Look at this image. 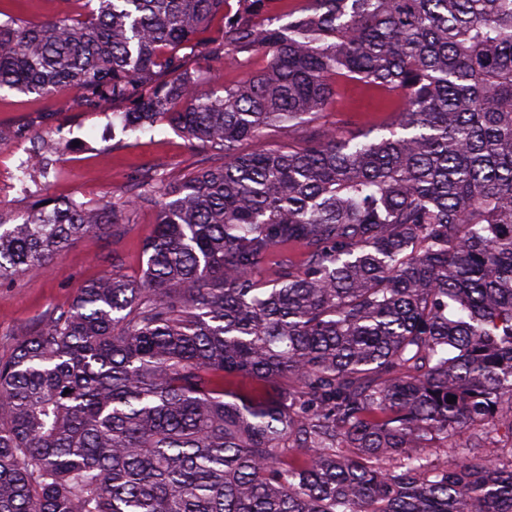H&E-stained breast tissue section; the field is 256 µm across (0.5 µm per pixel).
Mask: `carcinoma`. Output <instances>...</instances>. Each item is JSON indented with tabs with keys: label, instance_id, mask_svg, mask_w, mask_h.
I'll return each instance as SVG.
<instances>
[{
	"label": "carcinoma",
	"instance_id": "1",
	"mask_svg": "<svg viewBox=\"0 0 512 512\" xmlns=\"http://www.w3.org/2000/svg\"><path fill=\"white\" fill-rule=\"evenodd\" d=\"M22 2L0 92H74L220 163L0 209V285L157 213L139 277L112 257L0 362V512H512V451H482L512 438V0H306L286 24L278 0ZM351 85L399 131L315 124ZM59 161L39 142L21 177ZM277 246L299 260L264 267ZM25 15L29 19L44 20L51 18L62 11H70L76 14L82 10L78 2H66L65 0H27ZM269 57L270 55L266 57L263 54H260L259 56H257V58H255L251 68L246 70H239L224 66V69L221 70L220 73L216 72L217 75H220V80L209 81L207 83V86L215 90H218V94H222V91L220 89L222 84H230L240 78L247 77L250 74V72H253L263 67L266 64V61Z\"/></svg>",
	"mask_w": 512,
	"mask_h": 512
}]
</instances>
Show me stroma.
<instances>
[{
	"instance_id": "35a3bbf8",
	"label": "stroma",
	"mask_w": 512,
	"mask_h": 512,
	"mask_svg": "<svg viewBox=\"0 0 512 512\" xmlns=\"http://www.w3.org/2000/svg\"><path fill=\"white\" fill-rule=\"evenodd\" d=\"M344 106V111L325 113L324 122H347L349 130L362 135L389 119L381 100L357 90L347 92ZM16 124L28 125L31 134L60 139L61 160L48 183L56 197L96 201L122 190L134 170L164 165L176 178L207 164L206 152L167 124L139 136L126 134L113 129L111 115L84 110L59 96L0 93V126ZM155 222L153 211H141L120 234L107 229L81 237L44 271L22 273L1 285L0 360L11 355L18 336L40 326L49 313L68 309L81 285L110 272L113 255H120L122 273L139 275L146 263L142 245Z\"/></svg>"
}]
</instances>
